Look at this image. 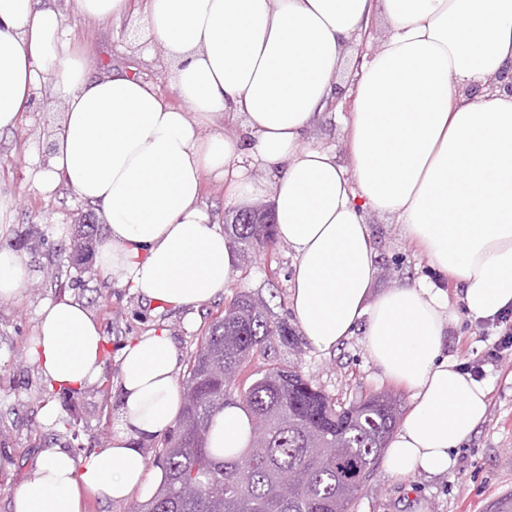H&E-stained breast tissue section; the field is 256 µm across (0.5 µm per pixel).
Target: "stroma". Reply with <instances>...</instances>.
<instances>
[{
    "mask_svg": "<svg viewBox=\"0 0 512 512\" xmlns=\"http://www.w3.org/2000/svg\"><path fill=\"white\" fill-rule=\"evenodd\" d=\"M50 2L63 15L90 75L127 74L169 92L165 49L145 31L146 0H130V11L119 22L82 17L74 12L73 0ZM52 84V76H44L17 128L0 132V221L8 225L0 234V248H18L28 268L22 296L0 300V512H11L12 493L28 477L41 449L93 451L109 441L120 418L119 396L111 389L102 393L91 385L75 396L59 390L43 395L46 379L26 348L37 334L44 303L70 299L90 311L107 339L102 375L111 382L118 375L120 349L153 329L167 331L183 356L194 355L212 318L237 295L262 297L273 318L293 320L289 288L294 253L284 243L255 255L223 295L191 311L144 304L129 288L105 280L95 259L75 264L71 229L85 215L99 225L104 218L65 184L45 191L32 179L33 165L47 163L50 136L62 115ZM368 221L378 254L376 290L424 282L447 293L443 352L461 365L482 364L490 404L483 422L455 451V465L447 474L400 477L375 464L352 512H486L490 502L512 493V355L493 362L487 357L503 330L482 329L468 317L456 283L429 264L400 225L376 214ZM271 362L298 367L309 382L342 403L385 391L399 400L401 411L411 405L410 390L385 379L359 331L328 354L304 338L294 349L276 345L252 367L263 369ZM50 403L57 413L48 423L41 412Z\"/></svg>",
    "mask_w": 512,
    "mask_h": 512,
    "instance_id": "35a3bbf8",
    "label": "stroma"
}]
</instances>
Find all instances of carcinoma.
<instances>
[{
  "label": "carcinoma",
  "mask_w": 512,
  "mask_h": 512,
  "mask_svg": "<svg viewBox=\"0 0 512 512\" xmlns=\"http://www.w3.org/2000/svg\"><path fill=\"white\" fill-rule=\"evenodd\" d=\"M266 219L257 213L243 224L234 215L225 234L239 252H258L276 243ZM94 231L93 224L78 225L74 261ZM276 342L292 346L294 334L252 310L244 294L212 319L184 379V391L194 396H184L153 461L165 480L151 501L137 505L139 512H350L397 423V401L375 394L346 406L287 365L240 379ZM232 398L251 412L252 439L242 453L218 457L206 437L211 419ZM281 473L293 478L288 495L276 484Z\"/></svg>",
  "instance_id": "cac0c4a2"
}]
</instances>
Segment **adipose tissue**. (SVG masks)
<instances>
[{"label": "adipose tissue", "instance_id": "adipose-tissue-1", "mask_svg": "<svg viewBox=\"0 0 512 512\" xmlns=\"http://www.w3.org/2000/svg\"><path fill=\"white\" fill-rule=\"evenodd\" d=\"M376 19L387 34L360 53ZM146 31L166 50L181 106L133 76H89L48 0H0V131L16 128L42 73L53 74L62 118L35 179L64 181L101 206V272L158 306H199L237 275V255L200 205L204 175L239 201L270 196L276 238L295 254L290 302L303 336L327 353L363 329L369 357L413 391L385 467L448 472L489 391L441 354L440 290L374 293L367 216L400 224L460 283L471 317L512 309V0H149ZM494 77L501 86L489 87ZM342 81L346 165L311 142ZM219 118L238 135L215 130ZM257 168L272 185L253 178ZM104 342L84 306L51 302L27 355L54 388L78 391L98 380ZM119 360L109 443L83 456L43 449L12 512H83L88 496L147 500L163 482L143 446L181 413L182 355L152 330ZM251 436L248 409L231 401L209 445L239 450Z\"/></svg>", "mask_w": 512, "mask_h": 512}]
</instances>
